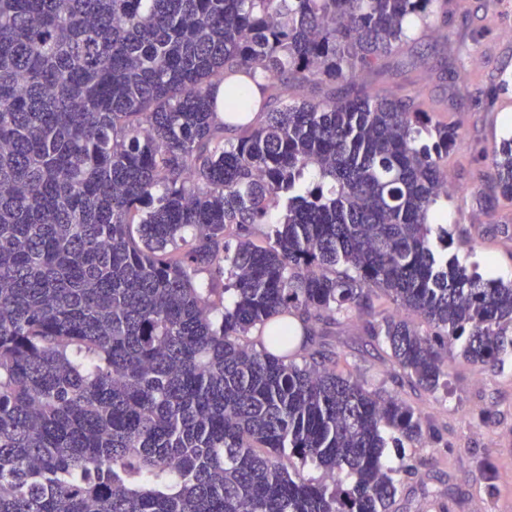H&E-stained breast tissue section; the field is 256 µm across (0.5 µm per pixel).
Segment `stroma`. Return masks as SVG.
Returning a JSON list of instances; mask_svg holds the SVG:
<instances>
[{
    "label": "stroma",
    "instance_id": "obj_1",
    "mask_svg": "<svg viewBox=\"0 0 512 512\" xmlns=\"http://www.w3.org/2000/svg\"><path fill=\"white\" fill-rule=\"evenodd\" d=\"M512 0H436L427 24L364 72L359 87L392 99L414 97L433 121L462 137L448 150L456 187L439 224L463 264L495 262L512 280V202L491 187V149L511 132ZM326 353L369 389L398 395L419 408L421 442L387 446L391 467L416 464L400 474L393 512H512V352L500 367L478 368L462 357L450 364L447 384L435 393L415 389L381 343L354 316L328 328Z\"/></svg>",
    "mask_w": 512,
    "mask_h": 512
}]
</instances>
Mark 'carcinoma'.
<instances>
[{"instance_id":"cac0c4a2","label":"carcinoma","mask_w":512,"mask_h":512,"mask_svg":"<svg viewBox=\"0 0 512 512\" xmlns=\"http://www.w3.org/2000/svg\"><path fill=\"white\" fill-rule=\"evenodd\" d=\"M434 2L0 0V512H391L385 432L421 441L420 412L321 330L367 317L433 393L456 342L512 351V281L432 248L459 135L416 99L262 110L353 82ZM492 164L512 202V138ZM330 96V91L325 87L304 86L299 87L293 83L288 85L281 96L282 103L298 102L301 100L318 101Z\"/></svg>"}]
</instances>
